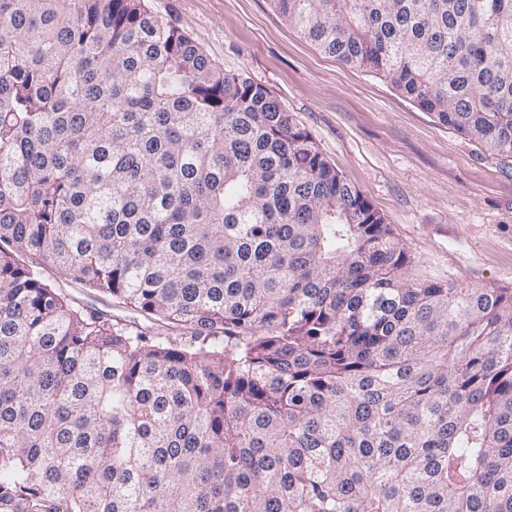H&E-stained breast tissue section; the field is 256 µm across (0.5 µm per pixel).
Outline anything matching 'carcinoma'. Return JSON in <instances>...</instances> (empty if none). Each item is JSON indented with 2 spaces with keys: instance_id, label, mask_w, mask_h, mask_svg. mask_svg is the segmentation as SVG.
<instances>
[{
  "instance_id": "obj_1",
  "label": "carcinoma",
  "mask_w": 512,
  "mask_h": 512,
  "mask_svg": "<svg viewBox=\"0 0 512 512\" xmlns=\"http://www.w3.org/2000/svg\"><path fill=\"white\" fill-rule=\"evenodd\" d=\"M271 4L512 158V0ZM410 265L146 0H0V512H512V289ZM46 276L48 277L50 283L55 284L56 286H61L65 288L67 292L73 293L80 297L83 305H85L90 310H98V311H107L108 314H111L112 316H119L121 318H126L127 320H133L131 319L133 314L120 311L119 308L112 305V302L107 300L106 298L88 293L86 291H81L80 288H75L73 284L69 283L65 280V278L57 273L53 269H49L48 272H46Z\"/></svg>"
}]
</instances>
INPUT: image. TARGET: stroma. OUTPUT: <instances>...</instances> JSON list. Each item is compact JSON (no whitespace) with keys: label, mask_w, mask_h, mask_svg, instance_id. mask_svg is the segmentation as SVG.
<instances>
[{"label":"stroma","mask_w":512,"mask_h":512,"mask_svg":"<svg viewBox=\"0 0 512 512\" xmlns=\"http://www.w3.org/2000/svg\"><path fill=\"white\" fill-rule=\"evenodd\" d=\"M209 58L267 87L389 224L417 278L512 289V158L384 79L322 53L270 0H147Z\"/></svg>","instance_id":"1"}]
</instances>
